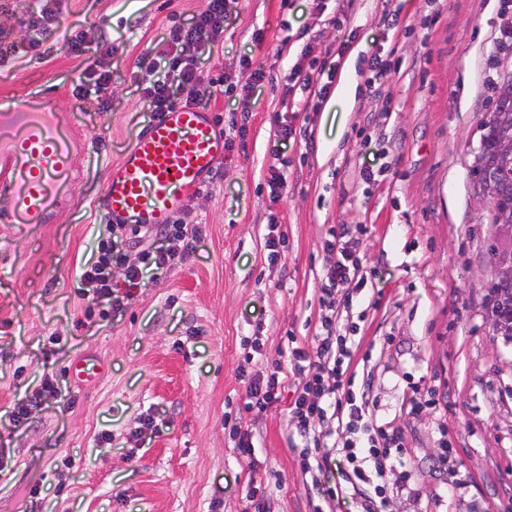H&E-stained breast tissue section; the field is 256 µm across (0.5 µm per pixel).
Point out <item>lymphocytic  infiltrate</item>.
<instances>
[{
	"label": "lymphocytic infiltrate",
	"mask_w": 512,
	"mask_h": 512,
	"mask_svg": "<svg viewBox=\"0 0 512 512\" xmlns=\"http://www.w3.org/2000/svg\"><path fill=\"white\" fill-rule=\"evenodd\" d=\"M65 5L66 0H40L38 9L25 19L31 31L28 37L18 39L0 29V68L20 57L41 54L44 41L60 24ZM225 8V0H207L191 25L170 29L169 49L163 54L164 72L144 90L153 116H160L180 101L203 104L199 91L203 76L191 49L198 44L202 31H223ZM111 54L110 41L102 40L99 57L86 69V82L76 88L79 95L107 101L112 77L105 59ZM112 234L111 240L100 244L97 261L83 272L82 279L90 286L95 304L119 310L128 298L115 293L111 266L120 267L129 286H137L146 272L181 262L200 230L197 225L181 223L156 229L116 224ZM350 241L351 231L345 227L330 233L325 241L332 263L323 277L325 313L319 332L310 345L289 349L287 365H275L269 375L252 379L246 408L258 415L268 412L279 402L286 377H293L294 398L289 413L303 445V474L315 476L329 461H339L344 481L341 495L357 499L360 512H385L388 492L405 487L410 473L401 436L374 420L366 391H354L346 378L355 338L348 335L340 320L352 311L348 285L361 269V259Z\"/></svg>",
	"instance_id": "f902f5d3"
}]
</instances>
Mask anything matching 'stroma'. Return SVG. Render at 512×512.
Masks as SVG:
<instances>
[{
    "mask_svg": "<svg viewBox=\"0 0 512 512\" xmlns=\"http://www.w3.org/2000/svg\"><path fill=\"white\" fill-rule=\"evenodd\" d=\"M206 0H68L43 57L0 69V101L40 91L70 115L78 147L72 205L52 224L0 223V512H313L342 477L305 479L283 388L279 409L246 412L250 378L310 343L330 263V228L359 226L367 280L354 293L350 369L371 367V411L403 431L415 483L388 512H512V343L484 307L493 232L471 172L494 86L512 71V0H226L221 33H203L198 65L218 128L246 126L177 218L201 227L181 264L143 278L132 301L87 316L81 274L112 237L97 205L106 169L149 123L143 90L165 33ZM398 12L397 27L387 23ZM89 48L107 35L112 93L81 98ZM344 54H337L339 45ZM390 63L378 93L369 60ZM355 74L351 104L301 90L312 66ZM262 81L246 87L252 72ZM292 127L283 138L284 127ZM278 165L280 199L269 188ZM388 177L366 182L365 170ZM281 234V259L264 247ZM61 344H51V337ZM260 338L245 362L243 346ZM106 365L78 386L70 362ZM53 377L56 395L13 422L16 400ZM436 410L410 414L413 386ZM154 427L143 441L144 418ZM256 432L253 461L226 420ZM456 453L441 458L440 440Z\"/></svg>",
    "mask_w": 512,
    "mask_h": 512,
    "instance_id": "1",
    "label": "stroma"
}]
</instances>
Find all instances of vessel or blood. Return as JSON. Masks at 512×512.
<instances>
[{
	"mask_svg": "<svg viewBox=\"0 0 512 512\" xmlns=\"http://www.w3.org/2000/svg\"><path fill=\"white\" fill-rule=\"evenodd\" d=\"M74 133L48 96L34 94L0 106V211L5 224H51L69 204L63 188L71 170ZM226 142L209 109L177 105L153 119L120 161L108 167L99 206L108 223L157 228L171 223L223 159ZM87 386L105 374L93 357L68 367Z\"/></svg>",
	"mask_w": 512,
	"mask_h": 512,
	"instance_id": "1",
	"label": "vessel or blood"
}]
</instances>
